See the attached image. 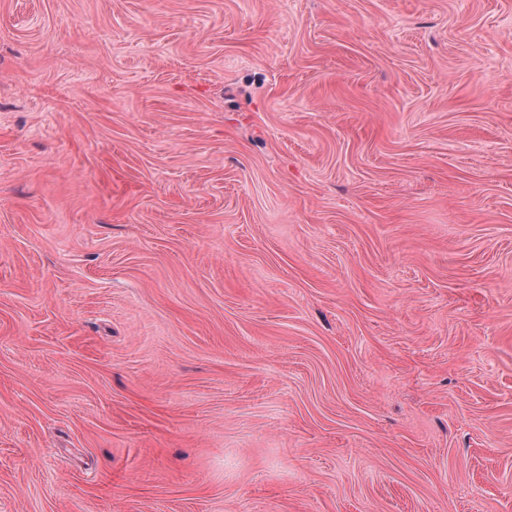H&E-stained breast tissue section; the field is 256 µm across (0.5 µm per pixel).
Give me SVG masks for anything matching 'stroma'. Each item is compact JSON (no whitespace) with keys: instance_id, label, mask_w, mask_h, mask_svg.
I'll return each mask as SVG.
<instances>
[{"instance_id":"obj_1","label":"stroma","mask_w":512,"mask_h":512,"mask_svg":"<svg viewBox=\"0 0 512 512\" xmlns=\"http://www.w3.org/2000/svg\"><path fill=\"white\" fill-rule=\"evenodd\" d=\"M0 512H512V0H0Z\"/></svg>"}]
</instances>
